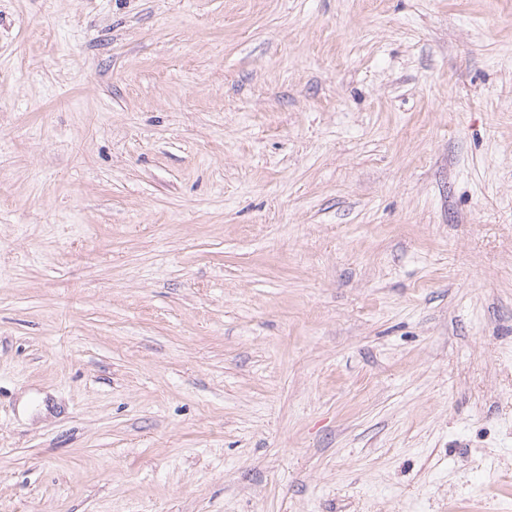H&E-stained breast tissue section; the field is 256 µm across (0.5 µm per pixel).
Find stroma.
I'll use <instances>...</instances> for the list:
<instances>
[{
    "mask_svg": "<svg viewBox=\"0 0 512 512\" xmlns=\"http://www.w3.org/2000/svg\"><path fill=\"white\" fill-rule=\"evenodd\" d=\"M0 512H512V0H0Z\"/></svg>",
    "mask_w": 512,
    "mask_h": 512,
    "instance_id": "obj_1",
    "label": "stroma"
}]
</instances>
